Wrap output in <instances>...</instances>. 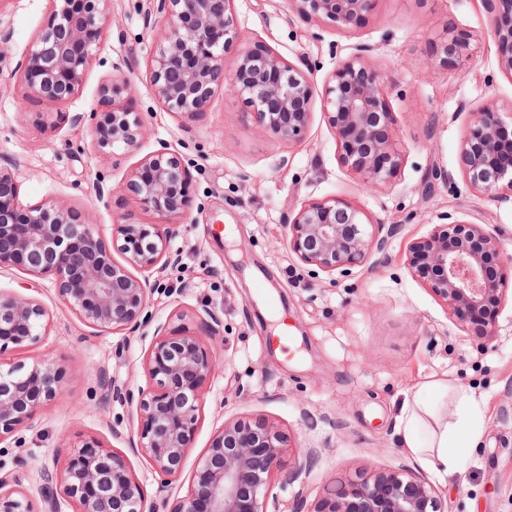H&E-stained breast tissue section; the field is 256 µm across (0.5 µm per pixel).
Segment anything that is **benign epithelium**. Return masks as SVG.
Returning <instances> with one entry per match:
<instances>
[{
	"instance_id": "7a95c632",
	"label": "benign epithelium",
	"mask_w": 512,
	"mask_h": 512,
	"mask_svg": "<svg viewBox=\"0 0 512 512\" xmlns=\"http://www.w3.org/2000/svg\"><path fill=\"white\" fill-rule=\"evenodd\" d=\"M52 20L20 60L26 96L64 103L79 89L100 34L110 0H50ZM164 27L154 36L148 63L153 94L167 111L194 116L215 91L242 99L256 123L274 138L300 142L315 100L312 65L284 63L270 50L228 49L239 39L235 0H155ZM308 17L351 30L372 11L375 0H290ZM501 53L512 74V0H483ZM445 57L470 59V45L441 43ZM365 48L338 63L320 92L322 108L336 136L342 164L363 183L378 189L391 183L402 155L388 134L393 124L387 94L393 79L370 65ZM119 88H101V111L91 113L95 145L136 150L148 135L142 116L114 103ZM500 113L484 105L468 113L459 151L466 185L497 203L512 202V154L500 151ZM190 171L182 155L165 141L133 171L128 188L159 224H114L112 246L95 225L73 223L63 202L18 209V173L0 169V268L19 267L37 278L53 279L57 295L88 324L115 334L134 333L154 320L151 301L161 273L179 264L170 249L190 201ZM427 236L410 246L408 267L446 303L453 322L472 331L482 347L494 336L493 318L512 283V258L502 255L496 234L451 214L439 216ZM391 231L359 206L337 199L305 201L284 224V244L318 279L349 278L373 265ZM124 262L112 258V249ZM48 312L30 298L0 292V343L28 346L46 335ZM208 335H220L222 320L202 309ZM151 388L118 387L100 374L112 397L130 405L137 421L130 440L165 487L177 480L194 448L203 388L214 359L194 335L157 339L144 361ZM66 371L49 361L0 362V439L13 433L59 397ZM290 438L269 422L238 418L224 424L199 456L197 479L178 512H282L275 487L285 488L306 469L311 451L295 452L284 470ZM42 512H59L58 492L76 512H161L147 502L135 477L112 451L90 440L75 446L61 472L43 473ZM0 512H36L19 488L0 480ZM310 512H445L434 487L404 468L365 472L326 489Z\"/></svg>"
}]
</instances>
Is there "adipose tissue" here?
<instances>
[{"label": "adipose tissue", "mask_w": 512, "mask_h": 512, "mask_svg": "<svg viewBox=\"0 0 512 512\" xmlns=\"http://www.w3.org/2000/svg\"><path fill=\"white\" fill-rule=\"evenodd\" d=\"M484 401L445 379L420 382L406 396L398 417L400 445L441 479L462 470L460 447L482 434Z\"/></svg>", "instance_id": "1"}]
</instances>
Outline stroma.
Returning a JSON list of instances; mask_svg holds the SVG:
<instances>
[{
  "instance_id": "1",
  "label": "stroma",
  "mask_w": 512,
  "mask_h": 512,
  "mask_svg": "<svg viewBox=\"0 0 512 512\" xmlns=\"http://www.w3.org/2000/svg\"><path fill=\"white\" fill-rule=\"evenodd\" d=\"M152 8L151 0H111L84 80L60 104L26 97L16 73L51 20L50 0H0V28L12 34L0 57V166L17 168L20 205L66 202L108 241L113 225L159 221L126 188L157 140L182 152L192 174L189 215L170 243L181 264L164 272L166 289L152 297V326L128 336L90 327L58 298L51 278L0 269V290L41 302L49 316L38 344L7 346L0 360L45 359L66 370L59 398L0 440V479L41 504L43 469L63 468L74 446L93 438L123 459L148 501L165 499L174 512L191 488L197 455L224 422L242 417L273 423L292 445L315 451L307 471L280 491L284 512H311L336 479L402 465L436 489L447 512H512V300L480 349L406 265L409 245L445 212L496 231L512 257V204L470 190L459 154L461 116L472 109L493 105L512 129V74L500 65L482 0H376L347 32L304 18L290 0H235L243 46L267 47L292 65L311 61L316 84L361 47L370 64L392 74L390 134L403 162L391 186L378 190L343 166L320 106L296 144L256 127L242 101L221 90L195 116L168 112L147 69L154 29L164 22ZM453 36L469 42V61L442 62L441 43ZM114 80L125 85L117 105L150 128L133 152L101 151L90 122H71L95 110L100 88ZM332 197L393 229L380 263L334 283L309 278L283 242L288 214ZM205 305L221 316L222 338L207 337L198 317ZM158 329L203 337L216 360L193 453L164 489L128 444L131 408L99 381L104 372L115 385L148 387L144 361ZM431 378L474 389L486 402L480 444L464 449L461 475L445 484L401 448L396 432L406 393Z\"/></svg>"
}]
</instances>
